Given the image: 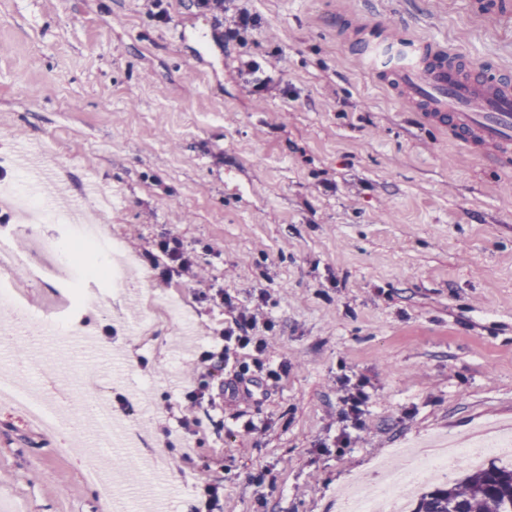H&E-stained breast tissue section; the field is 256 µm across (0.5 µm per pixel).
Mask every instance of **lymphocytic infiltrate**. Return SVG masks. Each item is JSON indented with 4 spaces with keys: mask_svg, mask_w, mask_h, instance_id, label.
Returning a JSON list of instances; mask_svg holds the SVG:
<instances>
[{
    "mask_svg": "<svg viewBox=\"0 0 512 512\" xmlns=\"http://www.w3.org/2000/svg\"><path fill=\"white\" fill-rule=\"evenodd\" d=\"M164 262L156 276L158 287H167L172 278L178 277L189 283L206 282V264L200 262L177 235L165 233L156 243ZM206 300L224 310L227 319L223 327L216 330L211 345L199 351L188 366L190 389L184 391L179 404L178 423L181 439L195 436L210 419V410L216 404L214 379L223 371H230L236 383H249L251 373L262 374L265 381L278 383L286 373V365H273L264 358L269 348L266 338L257 336L255 329L262 319L260 308L237 306L225 295L223 289H208ZM252 352V362L240 360L241 352ZM366 380L351 381L343 378L338 389V417L342 424L334 439L335 447H345L350 433L362 429L363 416L369 395Z\"/></svg>",
    "mask_w": 512,
    "mask_h": 512,
    "instance_id": "1",
    "label": "lymphocytic infiltrate"
}]
</instances>
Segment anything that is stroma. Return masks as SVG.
I'll use <instances>...</instances> for the list:
<instances>
[{
  "mask_svg": "<svg viewBox=\"0 0 512 512\" xmlns=\"http://www.w3.org/2000/svg\"><path fill=\"white\" fill-rule=\"evenodd\" d=\"M255 25L225 43L196 0H0V184L31 154L60 188L55 210L101 215L136 273L71 324L125 360L88 393L92 362L43 371L29 356L57 336L43 314L59 282L14 267L31 316L0 311V368L17 387L81 416L102 400L133 421L142 457L125 494L189 512L198 478L224 486V512H339L344 487L380 480L400 449L512 424V174L421 123L348 52L345 32L402 19L404 32L474 65L512 70V21L469 0H234ZM271 81L253 93L240 62ZM209 264L211 285L262 306L258 327L288 367L278 386L225 399L177 459L155 427L179 433L185 363L224 312L204 285L156 287L143 259L165 232ZM365 377L364 427L333 439L337 376ZM259 431L245 435L241 422ZM67 433H43L0 402V512H104ZM265 472L264 487L251 477Z\"/></svg>",
  "mask_w": 512,
  "mask_h": 512,
  "instance_id": "stroma-1",
  "label": "stroma"
}]
</instances>
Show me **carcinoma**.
Instances as JSON below:
<instances>
[{
    "label": "carcinoma",
    "instance_id": "1",
    "mask_svg": "<svg viewBox=\"0 0 512 512\" xmlns=\"http://www.w3.org/2000/svg\"><path fill=\"white\" fill-rule=\"evenodd\" d=\"M412 512H512V467L469 468L465 479L422 492Z\"/></svg>",
    "mask_w": 512,
    "mask_h": 512
}]
</instances>
